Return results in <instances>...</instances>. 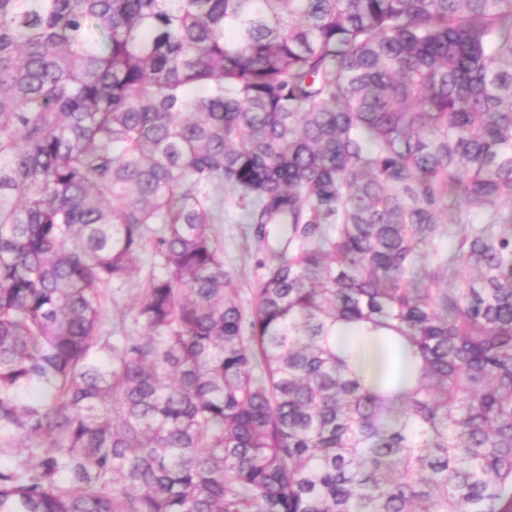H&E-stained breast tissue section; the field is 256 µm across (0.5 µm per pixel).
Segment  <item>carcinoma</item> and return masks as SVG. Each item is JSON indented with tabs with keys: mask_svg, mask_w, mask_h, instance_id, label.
Listing matches in <instances>:
<instances>
[{
	"mask_svg": "<svg viewBox=\"0 0 512 512\" xmlns=\"http://www.w3.org/2000/svg\"><path fill=\"white\" fill-rule=\"evenodd\" d=\"M210 185L288 233L250 312ZM338 325L394 342L398 384ZM24 447L0 512H512V0H0ZM164 273V268L151 248L140 252L134 261L131 276L121 284H113L109 290L101 320V334L105 336L116 324L122 326L124 333H112V342L116 344L119 336L140 333L142 326L137 320V302L142 296L146 281L151 276L159 277Z\"/></svg>",
	"mask_w": 512,
	"mask_h": 512,
	"instance_id": "1",
	"label": "carcinoma"
}]
</instances>
